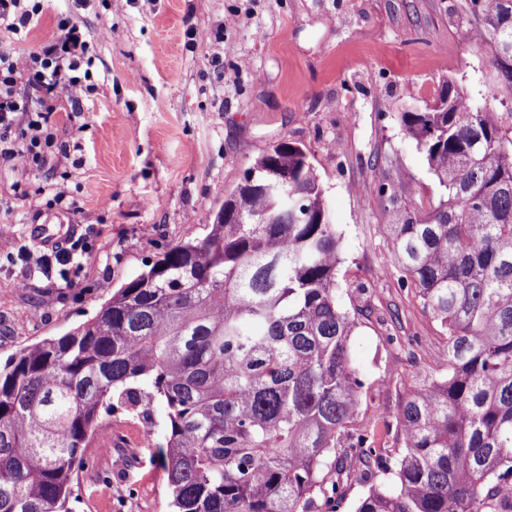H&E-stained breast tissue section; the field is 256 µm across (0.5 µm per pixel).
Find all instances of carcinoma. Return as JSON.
I'll use <instances>...</instances> for the list:
<instances>
[{"label":"carcinoma","instance_id":"obj_1","mask_svg":"<svg viewBox=\"0 0 512 512\" xmlns=\"http://www.w3.org/2000/svg\"><path fill=\"white\" fill-rule=\"evenodd\" d=\"M464 39L490 51L495 105L455 79L400 112L443 193L392 207L389 259L440 323L448 371L411 386L393 458L354 432L366 379L336 280L341 235L306 152L279 143L224 197L202 240L179 242L97 314L0 369V512H72L101 412L166 407L155 458L175 512H336L343 439L369 478L354 512H497L512 486V0H464ZM288 173V198L266 186Z\"/></svg>","mask_w":512,"mask_h":512}]
</instances>
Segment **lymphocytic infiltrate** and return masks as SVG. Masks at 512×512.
Segmentation results:
<instances>
[{"label":"lymphocytic infiltrate","instance_id":"f902f5d3","mask_svg":"<svg viewBox=\"0 0 512 512\" xmlns=\"http://www.w3.org/2000/svg\"><path fill=\"white\" fill-rule=\"evenodd\" d=\"M41 12L40 0H0V162L14 166H44L54 145L50 118L60 101L81 106V72L94 59L84 30L74 22L59 23L56 34L35 52L14 55L7 38L21 35ZM82 239L45 252L20 247L17 258L29 277L51 278L79 266Z\"/></svg>","mask_w":512,"mask_h":512}]
</instances>
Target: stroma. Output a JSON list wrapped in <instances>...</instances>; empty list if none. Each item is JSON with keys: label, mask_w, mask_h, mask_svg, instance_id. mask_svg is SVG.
Segmentation results:
<instances>
[{"label": "stroma", "mask_w": 512, "mask_h": 512, "mask_svg": "<svg viewBox=\"0 0 512 512\" xmlns=\"http://www.w3.org/2000/svg\"><path fill=\"white\" fill-rule=\"evenodd\" d=\"M463 0H46L26 54L62 17L95 58L83 94L54 112L57 150L44 168L0 163V367L23 348L91 319L113 290L176 243L203 238L251 160L290 141L313 163L342 236L337 280L357 327L353 356L367 378L355 428L395 454L394 417L407 388L448 369L439 323L397 267L385 266L391 209L382 179L416 201L442 190L399 112L424 109L444 80L483 92L487 52L462 38ZM74 205L51 206L54 188ZM87 252L68 278H27L7 254L33 229ZM166 410L151 422L103 416L79 474L75 512H168L151 460Z\"/></svg>", "instance_id": "obj_1"}]
</instances>
